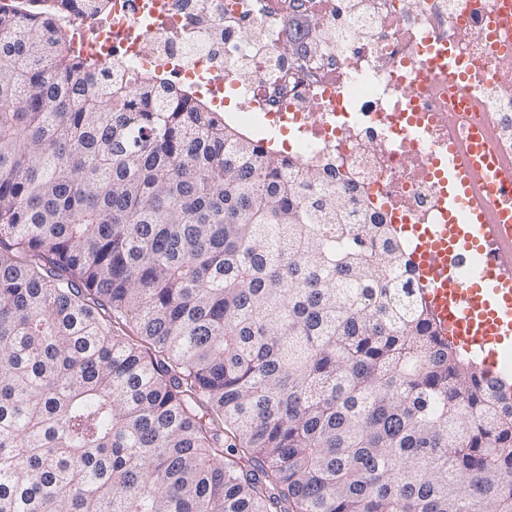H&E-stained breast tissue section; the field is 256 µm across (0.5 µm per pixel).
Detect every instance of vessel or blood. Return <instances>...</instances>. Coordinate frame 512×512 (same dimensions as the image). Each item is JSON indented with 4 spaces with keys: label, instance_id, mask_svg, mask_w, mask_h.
Wrapping results in <instances>:
<instances>
[{
    "label": "vessel or blood",
    "instance_id": "1",
    "mask_svg": "<svg viewBox=\"0 0 512 512\" xmlns=\"http://www.w3.org/2000/svg\"><path fill=\"white\" fill-rule=\"evenodd\" d=\"M448 164L464 185V221L417 225L413 259L440 336L478 353L490 372L512 349V166L490 156L478 128Z\"/></svg>",
    "mask_w": 512,
    "mask_h": 512
}]
</instances>
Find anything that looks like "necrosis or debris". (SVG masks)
I'll use <instances>...</instances> for the list:
<instances>
[{
    "mask_svg": "<svg viewBox=\"0 0 512 512\" xmlns=\"http://www.w3.org/2000/svg\"><path fill=\"white\" fill-rule=\"evenodd\" d=\"M506 0H110L106 13L61 11L70 53L121 59L223 105L238 123L283 135L282 154L352 189L366 218L438 224L459 180L448 134L482 124L512 164V36L491 24ZM312 18L316 50L280 38L282 21ZM465 75L475 108L448 123V80ZM423 133L427 146L412 144Z\"/></svg>",
    "mask_w": 512,
    "mask_h": 512,
    "instance_id": "obj_1",
    "label": "necrosis or debris"
}]
</instances>
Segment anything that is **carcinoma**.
I'll return each mask as SVG.
<instances>
[{
  "instance_id": "carcinoma-1",
  "label": "carcinoma",
  "mask_w": 512,
  "mask_h": 512,
  "mask_svg": "<svg viewBox=\"0 0 512 512\" xmlns=\"http://www.w3.org/2000/svg\"><path fill=\"white\" fill-rule=\"evenodd\" d=\"M0 7V512H512V390L390 224Z\"/></svg>"
}]
</instances>
